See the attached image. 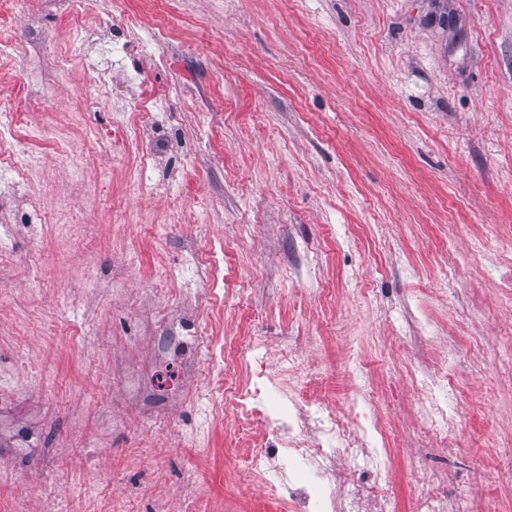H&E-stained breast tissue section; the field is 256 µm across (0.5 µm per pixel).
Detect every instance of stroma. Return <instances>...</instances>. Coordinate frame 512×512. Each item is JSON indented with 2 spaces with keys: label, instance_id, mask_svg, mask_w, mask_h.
Returning a JSON list of instances; mask_svg holds the SVG:
<instances>
[{
  "label": "stroma",
  "instance_id": "35a3bbf8",
  "mask_svg": "<svg viewBox=\"0 0 512 512\" xmlns=\"http://www.w3.org/2000/svg\"><path fill=\"white\" fill-rule=\"evenodd\" d=\"M129 42L113 0L0 6L16 48L0 103H22L16 137L43 165L32 189L70 176L65 148L96 193L82 259L17 232L0 279V356L21 334L41 362L17 420L50 448L0 459V512H182L187 495L232 512H291L248 477L238 418L204 430L169 397L172 431L147 437L122 370L153 364L162 330L146 317L192 312L221 339L224 385L248 377L236 352L261 342L302 354L310 391L345 402L356 341L378 418L395 442L398 512L435 488L478 507L512 499L492 446L512 442V311L496 281L512 258V0H159ZM171 33L165 45L155 24ZM99 31L81 54L79 27ZM114 59L111 79L97 62ZM449 381L465 437L434 454L417 409L422 372ZM418 456L414 467L406 455ZM193 472L195 483L183 477Z\"/></svg>",
  "mask_w": 512,
  "mask_h": 512
}]
</instances>
